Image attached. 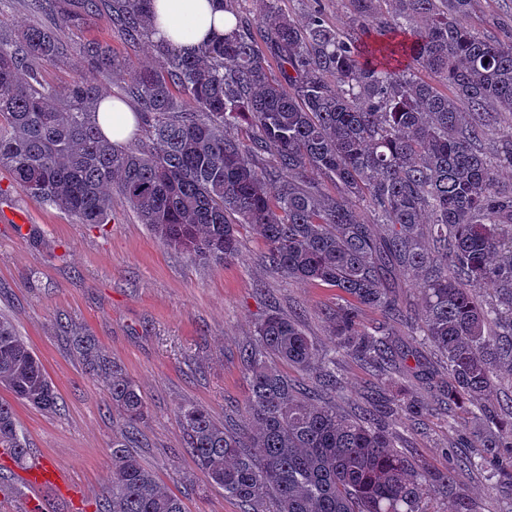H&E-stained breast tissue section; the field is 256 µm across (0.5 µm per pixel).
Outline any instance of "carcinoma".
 <instances>
[{"label": "carcinoma", "instance_id": "cac0c4a2", "mask_svg": "<svg viewBox=\"0 0 512 512\" xmlns=\"http://www.w3.org/2000/svg\"><path fill=\"white\" fill-rule=\"evenodd\" d=\"M25 2L47 23L0 27V168L18 188L99 226L111 221L115 191L165 245L218 264L237 254L245 224L263 238L271 269L342 294L324 312L328 350L292 316L271 311L257 323L239 349L247 426L180 407L186 449L209 482L243 512H428L438 491L451 512H475L457 483L458 471L474 468L490 469L494 488L512 496V404L485 402L512 381V185L499 181V169L512 168V126L502 127L512 116V25L491 36L464 23L473 0H349V32L320 8L296 21L266 0L253 22L239 0H219L233 17L223 38L193 54L157 42L155 65L137 68L106 44L73 47L57 31L101 17L135 48L151 37V0ZM59 65L74 67L63 87L45 78ZM116 80L148 123L137 149L113 147L96 122ZM264 156L270 165H260ZM396 268L421 290L414 314L391 283ZM364 307L410 323L439 366L409 365L389 327L363 326ZM72 344L134 434L148 417L139 386L92 337L75 333ZM339 356L384 373L391 394L381 408L336 410ZM441 368L448 427L460 412L472 416L481 449L446 472L399 449L390 428L428 411L403 376L432 381ZM0 387L39 410L58 406L39 358L1 317ZM0 447L19 464L29 455L4 401ZM97 512L185 508L117 440Z\"/></svg>", "mask_w": 512, "mask_h": 512}]
</instances>
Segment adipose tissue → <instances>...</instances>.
<instances>
[{
	"mask_svg": "<svg viewBox=\"0 0 512 512\" xmlns=\"http://www.w3.org/2000/svg\"><path fill=\"white\" fill-rule=\"evenodd\" d=\"M153 38L190 52L203 42L223 36L230 17L218 0H153ZM96 121L106 138L116 146L126 145L140 118L124 101L105 98Z\"/></svg>",
	"mask_w": 512,
	"mask_h": 512,
	"instance_id": "obj_1",
	"label": "adipose tissue"
}]
</instances>
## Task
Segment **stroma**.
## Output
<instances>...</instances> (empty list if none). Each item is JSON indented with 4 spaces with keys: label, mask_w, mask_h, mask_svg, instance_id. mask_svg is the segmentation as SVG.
Masks as SVG:
<instances>
[{
    "label": "stroma",
    "mask_w": 512,
    "mask_h": 512,
    "mask_svg": "<svg viewBox=\"0 0 512 512\" xmlns=\"http://www.w3.org/2000/svg\"><path fill=\"white\" fill-rule=\"evenodd\" d=\"M318 3L333 26L349 27L348 0H279L278 6L300 20ZM60 37L71 44H109L138 67L154 61L148 46L129 47L102 18L78 31L62 30ZM0 188L7 192L0 197V315L36 352L58 407L33 408L1 387L0 401L12 404L32 454L62 464L75 489L71 495L42 491V512H95L111 475L112 443L125 433L102 382L67 343L73 327L92 336L139 386L150 415L138 427L133 451L182 500L185 512H242L186 452L176 411L196 404L216 422L243 424L247 385L239 346L272 309L299 312L305 334L327 346L322 309L335 304V289L291 281L268 268L265 243L248 226L240 229L236 256L217 265L163 245L120 197L112 199L110 224L98 227L37 203L3 170ZM12 210L24 214L25 223L6 220ZM336 375L343 384L336 407L343 413L388 394L380 378L354 359L337 358ZM406 386L432 412L420 427L405 423L396 430L408 452L431 469L446 470L473 428L449 432L448 417L426 382L411 375Z\"/></svg>",
    "instance_id": "stroma-1"
}]
</instances>
